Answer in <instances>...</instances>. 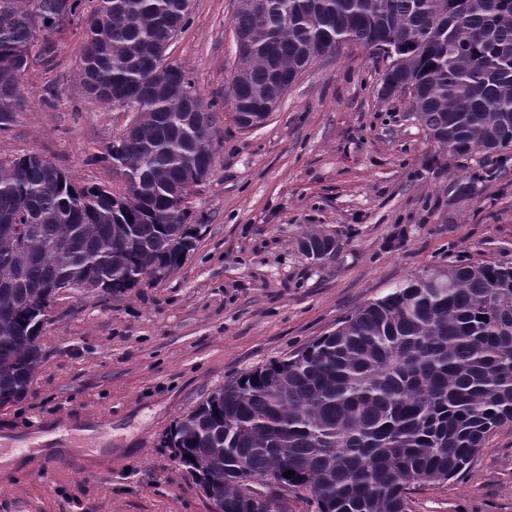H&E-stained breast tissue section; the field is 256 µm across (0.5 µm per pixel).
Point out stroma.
<instances>
[{
  "label": "stroma",
  "instance_id": "35a3bbf8",
  "mask_svg": "<svg viewBox=\"0 0 512 512\" xmlns=\"http://www.w3.org/2000/svg\"><path fill=\"white\" fill-rule=\"evenodd\" d=\"M236 0H192L171 41L213 113L215 163L189 197L196 249L122 294L58 295L26 396L0 406V453L68 423L61 451L0 474V512H212L165 439L210 393L331 333L338 321L456 264L512 267V147H439L407 96L380 93L386 60L345 44L313 62L267 120H233ZM84 29L38 36L24 107L0 130V160L36 153L79 185L114 194L113 143L127 108L84 90ZM336 240L319 261L305 230ZM410 512H512V426L457 478L417 485Z\"/></svg>",
  "mask_w": 512,
  "mask_h": 512
}]
</instances>
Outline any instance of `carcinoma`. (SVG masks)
I'll list each match as a JSON object with an SVG mask.
<instances>
[{
    "instance_id": "cac0c4a2",
    "label": "carcinoma",
    "mask_w": 512,
    "mask_h": 512,
    "mask_svg": "<svg viewBox=\"0 0 512 512\" xmlns=\"http://www.w3.org/2000/svg\"><path fill=\"white\" fill-rule=\"evenodd\" d=\"M0 0V130L24 104L21 77L41 31L84 20L80 77L99 102L137 112L112 145L126 194L80 186L25 154L0 161V406L22 398L43 355L50 286L93 280L124 293L141 272H171L196 247L178 186L215 162L185 121L201 99L158 51L190 19L184 0ZM243 41L231 109L258 112L344 43L390 59L381 75L411 88V108L444 149L512 145V0H237ZM306 256L336 239L319 231ZM512 426V267L455 265L397 288L289 357L211 393L168 439L223 512H252L242 480L310 493L318 512H409L410 487L463 473L488 435ZM193 459H188V456ZM288 471L295 472L291 478Z\"/></svg>"
}]
</instances>
